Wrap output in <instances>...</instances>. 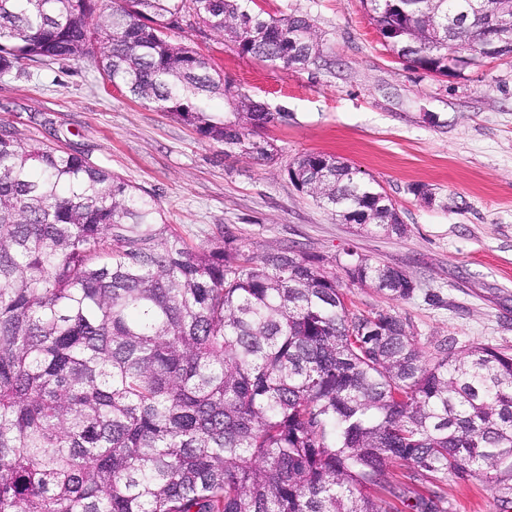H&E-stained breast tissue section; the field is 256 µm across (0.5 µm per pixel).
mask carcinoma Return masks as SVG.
Instances as JSON below:
<instances>
[{"label":"carcinoma","instance_id":"obj_1","mask_svg":"<svg viewBox=\"0 0 512 512\" xmlns=\"http://www.w3.org/2000/svg\"><path fill=\"white\" fill-rule=\"evenodd\" d=\"M248 2L110 0L94 22L96 0H0V74L89 56L136 101L272 160L253 129L288 114L231 94L174 40L202 24L272 66L318 57L307 18ZM362 2L441 76L450 52L480 64L483 9L512 10ZM216 95L234 98L231 118L210 112ZM287 174L344 223L405 232L334 155ZM351 285L416 291L353 251L255 254L228 231L195 246L119 175L0 126V512H447L450 475L512 480V354L445 340L427 356L400 314L351 311ZM394 464L406 471L391 481Z\"/></svg>","mask_w":512,"mask_h":512}]
</instances>
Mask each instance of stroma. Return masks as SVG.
<instances>
[{"mask_svg":"<svg viewBox=\"0 0 512 512\" xmlns=\"http://www.w3.org/2000/svg\"><path fill=\"white\" fill-rule=\"evenodd\" d=\"M276 18L308 17L320 56L274 68L207 30L177 34L234 91L287 113L256 129L274 158L225 154L174 115L131 99L95 59L33 63L0 75V125L26 141L84 156L153 194L169 223L197 245L230 232L250 251L281 245L325 259L351 250L405 271L408 300L351 287L355 310H392L434 353L453 339L512 351V57L436 76L384 47L361 0H253ZM309 152L347 160L395 203L406 232L336 221L298 191L286 167ZM432 200L413 194L414 186ZM448 512H500L502 487L449 477Z\"/></svg>","mask_w":512,"mask_h":512,"instance_id":"obj_1","label":"stroma"}]
</instances>
